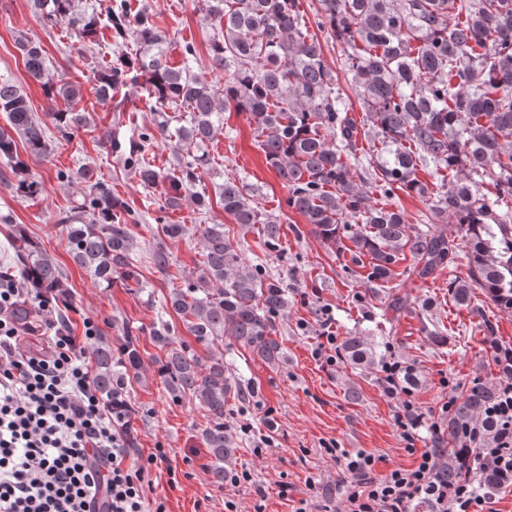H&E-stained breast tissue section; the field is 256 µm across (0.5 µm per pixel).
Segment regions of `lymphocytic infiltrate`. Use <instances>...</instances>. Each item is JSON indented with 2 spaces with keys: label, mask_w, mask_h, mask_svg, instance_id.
Masks as SVG:
<instances>
[{
  "label": "lymphocytic infiltrate",
  "mask_w": 512,
  "mask_h": 512,
  "mask_svg": "<svg viewBox=\"0 0 512 512\" xmlns=\"http://www.w3.org/2000/svg\"><path fill=\"white\" fill-rule=\"evenodd\" d=\"M25 294L16 283L0 284V512H151L146 468L128 446L127 415L102 397L86 363L96 324L85 321L77 338L59 328L54 308L41 307L40 321L52 335L41 354H30L11 314ZM382 371L387 392L403 398L397 422L414 463L375 479L371 455L327 448L330 457L344 458L350 475L336 489L342 512H408L419 499L431 512H493L477 476L489 470L512 487V381L484 412L493 428L476 424L465 434L466 474L450 485L440 477L443 452L414 446L425 415L402 395L401 364L386 363Z\"/></svg>",
  "instance_id": "1"
}]
</instances>
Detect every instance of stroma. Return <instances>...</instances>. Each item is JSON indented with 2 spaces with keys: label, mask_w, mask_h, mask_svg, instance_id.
<instances>
[{
  "label": "stroma",
  "mask_w": 512,
  "mask_h": 512,
  "mask_svg": "<svg viewBox=\"0 0 512 512\" xmlns=\"http://www.w3.org/2000/svg\"><path fill=\"white\" fill-rule=\"evenodd\" d=\"M127 6L133 14L150 12L165 32L169 65H181L183 44L195 42L202 50L196 73L223 84L221 71L204 53L211 26L199 10V0H127ZM21 36L39 42L53 70L81 87L78 107L90 114L91 121L71 138H61L42 89L25 71L16 43ZM134 53L132 42L113 37L108 29H99L91 43L75 28L44 25L33 16L27 0H0V77L25 87L52 148L49 155L28 160L31 174L41 184L38 196L20 197L0 182V265L13 262L9 235L13 226L22 225L67 275L73 335H82L83 321L89 317L99 327L100 340L113 349H120L126 330L138 336L144 366L130 376L125 395L133 409L135 455L149 463L147 501L164 504L166 512H224L228 499L236 502L239 512H293L299 500L313 498L327 512H336L339 503L328 491L346 472L342 462L325 455L324 444L371 454L377 478L414 462L396 424L401 401L387 395L381 361L393 358L413 369L417 381L411 386L412 399L426 415L418 445L432 447L434 426L448 419L442 407L449 399L466 394L474 384L506 380L495 348L512 347V313L499 311L479 294L470 305H458L444 273L422 281L401 267L386 286L370 282L346 241L332 243L316 236L304 217L287 207L288 191L267 163L253 124L240 112L225 113L223 131L208 146L212 164L202 182L210 191L227 178L258 185L265 210L280 225L277 248L261 250L259 225L234 223L219 201H212L204 213L188 200L179 208H168L166 184L144 186L128 164L139 132L152 127L156 118L141 85L127 82L106 101L97 93V69ZM85 167L123 203L121 216L132 226L135 265L145 292L119 282L100 287L71 259L67 232L57 217L81 202L87 185L78 179L60 180L57 173ZM167 224L185 225V236L166 240ZM207 224L223 225L230 244L246 260L262 259L288 289V307L277 320L282 347L277 363L261 361L233 339L222 344L225 362L256 387L249 402L232 397L225 408L234 450L228 470H247L253 477L237 486L213 483L208 451L200 439L202 413L192 401H176L169 395L157 373L160 351L150 336L164 323L172 327L175 339L187 336L166 305L172 284L151 264L152 246L166 242L172 270H194L201 258V230ZM396 297L405 302L397 313L389 308ZM327 325L340 339L367 337L377 350L378 363L357 366L340 359L329 366L316 358ZM263 435L271 436L273 445L258 448ZM312 482L320 486V493L309 490Z\"/></svg>",
  "instance_id": "stroma-1"
}]
</instances>
